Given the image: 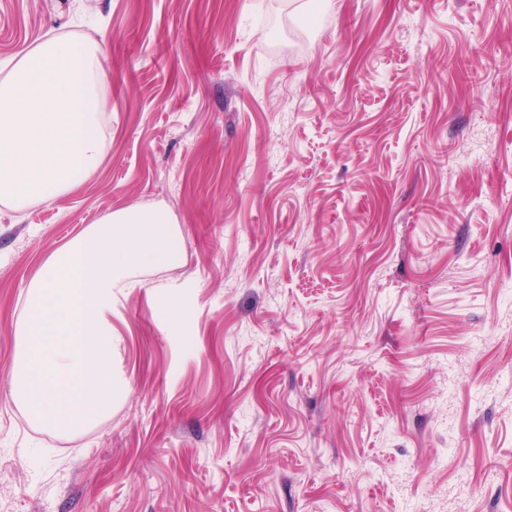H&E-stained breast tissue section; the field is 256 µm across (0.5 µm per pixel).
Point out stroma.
Returning a JSON list of instances; mask_svg holds the SVG:
<instances>
[{
    "instance_id": "35a3bbf8",
    "label": "stroma",
    "mask_w": 512,
    "mask_h": 512,
    "mask_svg": "<svg viewBox=\"0 0 512 512\" xmlns=\"http://www.w3.org/2000/svg\"><path fill=\"white\" fill-rule=\"evenodd\" d=\"M0 0L89 40L99 169L0 200V512H512V0ZM166 211L77 434L10 395L45 259Z\"/></svg>"
}]
</instances>
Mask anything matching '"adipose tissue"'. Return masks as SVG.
<instances>
[{
  "label": "adipose tissue",
  "instance_id": "obj_1",
  "mask_svg": "<svg viewBox=\"0 0 512 512\" xmlns=\"http://www.w3.org/2000/svg\"><path fill=\"white\" fill-rule=\"evenodd\" d=\"M108 110L94 43L52 38L22 50L0 80V199L19 209L92 175Z\"/></svg>",
  "mask_w": 512,
  "mask_h": 512
}]
</instances>
